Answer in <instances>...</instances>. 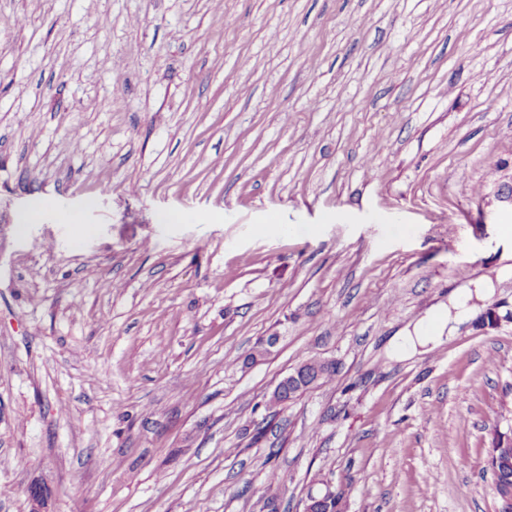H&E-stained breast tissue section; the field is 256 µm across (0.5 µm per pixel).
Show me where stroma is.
<instances>
[{"label":"stroma","mask_w":512,"mask_h":512,"mask_svg":"<svg viewBox=\"0 0 512 512\" xmlns=\"http://www.w3.org/2000/svg\"><path fill=\"white\" fill-rule=\"evenodd\" d=\"M501 223L512 0H0V512H497ZM449 319L450 312L448 311L447 314L437 312L428 318L420 320L414 326V335L409 334L401 337L396 346L397 352L406 353L417 346L435 345L441 339ZM324 361V359L310 358L303 362L306 364V368L312 369L314 371L319 370L320 379L318 375L313 377L312 374H309L306 370L298 366L297 368L294 369L293 372L287 374L278 382L273 392H276L278 394L285 393V390L288 388V396L292 397L293 394L292 391L290 390L292 387L299 386V391H301L302 389L308 390L316 386L318 379L319 384L329 382L332 379V377L336 374V370H323ZM336 496L331 503V509L329 512H344L346 508L345 497L343 492H337L332 490L330 486H326L324 490H311L308 497L304 501V512H317L318 506L328 502L330 497Z\"/></svg>","instance_id":"obj_1"}]
</instances>
